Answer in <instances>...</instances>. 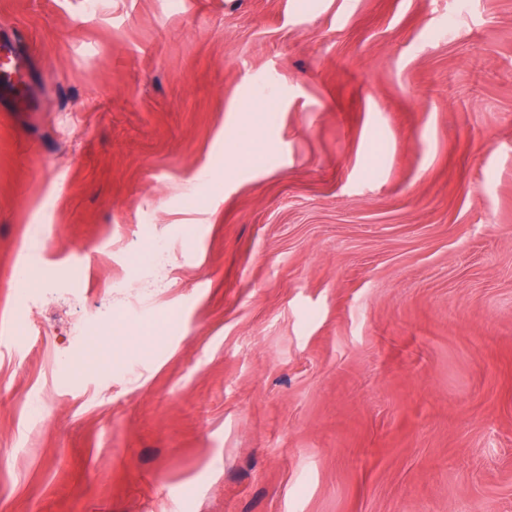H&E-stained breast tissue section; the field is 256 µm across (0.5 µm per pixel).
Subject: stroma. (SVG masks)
<instances>
[{
	"mask_svg": "<svg viewBox=\"0 0 512 512\" xmlns=\"http://www.w3.org/2000/svg\"><path fill=\"white\" fill-rule=\"evenodd\" d=\"M457 4L0 0V512H512V0Z\"/></svg>",
	"mask_w": 512,
	"mask_h": 512,
	"instance_id": "35a3bbf8",
	"label": "stroma"
}]
</instances>
